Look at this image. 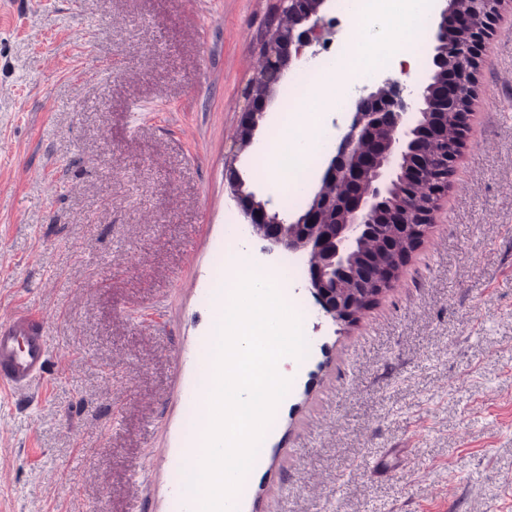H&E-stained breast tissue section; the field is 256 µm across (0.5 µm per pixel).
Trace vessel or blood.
Returning <instances> with one entry per match:
<instances>
[{"mask_svg":"<svg viewBox=\"0 0 512 512\" xmlns=\"http://www.w3.org/2000/svg\"><path fill=\"white\" fill-rule=\"evenodd\" d=\"M43 316L18 312L0 318V385L20 396L31 395L47 375L50 359Z\"/></svg>","mask_w":512,"mask_h":512,"instance_id":"b4317fda","label":"vessel or blood"}]
</instances>
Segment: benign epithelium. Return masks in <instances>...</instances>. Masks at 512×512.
<instances>
[{"label": "benign epithelium", "mask_w": 512, "mask_h": 512, "mask_svg": "<svg viewBox=\"0 0 512 512\" xmlns=\"http://www.w3.org/2000/svg\"><path fill=\"white\" fill-rule=\"evenodd\" d=\"M329 0H277L260 53L262 67L255 73L242 115L239 149L249 148L270 94L279 85L284 71L304 55L307 47L320 40L327 29L325 6ZM499 0H470V8L460 10L446 0L436 33V48L427 62L414 98L403 95L401 83L380 79L374 89L355 99L348 112L334 120L337 129L333 154L318 174V187L304 210L287 220L270 212L256 200L254 191H245V182L234 164L226 168V181L251 234L272 246L293 254L308 255L307 288L322 311L332 320L346 302L355 308L370 298V289L360 285L339 287L337 276L354 263L363 249L366 225L388 204L401 184L434 171L438 151L447 147L452 158L458 146L449 130L467 125L468 113L451 103L473 99L474 72L479 48L486 35L487 19ZM454 28L468 35L464 42L448 41ZM413 196H399L390 206L391 223L402 227L416 216L430 224L433 213L419 211Z\"/></svg>", "instance_id": "1"}]
</instances>
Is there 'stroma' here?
<instances>
[{"label":"stroma","instance_id":"1","mask_svg":"<svg viewBox=\"0 0 512 512\" xmlns=\"http://www.w3.org/2000/svg\"><path fill=\"white\" fill-rule=\"evenodd\" d=\"M276 0H0V315L41 314L0 386V512H173L185 390L217 326L234 160L265 175L290 67L233 154ZM237 512H512V0L448 192L398 279L321 317ZM46 322L32 312L0 318V385L29 396L47 376L50 359Z\"/></svg>","mask_w":512,"mask_h":512}]
</instances>
